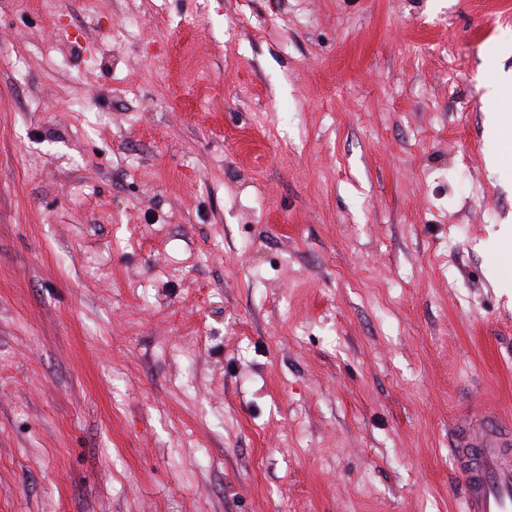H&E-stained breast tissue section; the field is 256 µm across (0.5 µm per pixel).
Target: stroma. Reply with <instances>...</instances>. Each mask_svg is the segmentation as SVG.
<instances>
[{"label": "stroma", "instance_id": "35a3bbf8", "mask_svg": "<svg viewBox=\"0 0 512 512\" xmlns=\"http://www.w3.org/2000/svg\"><path fill=\"white\" fill-rule=\"evenodd\" d=\"M509 71L512 0H0V512H463Z\"/></svg>", "mask_w": 512, "mask_h": 512}]
</instances>
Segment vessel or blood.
Wrapping results in <instances>:
<instances>
[{"mask_svg":"<svg viewBox=\"0 0 512 512\" xmlns=\"http://www.w3.org/2000/svg\"><path fill=\"white\" fill-rule=\"evenodd\" d=\"M456 441L464 512H512V430L481 418L462 425Z\"/></svg>","mask_w":512,"mask_h":512,"instance_id":"obj_1","label":"vessel or blood"}]
</instances>
